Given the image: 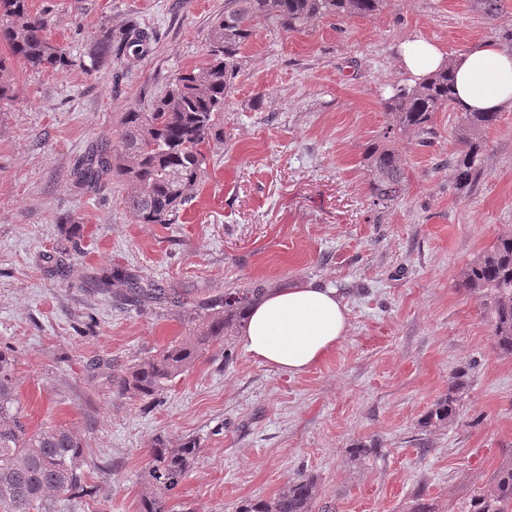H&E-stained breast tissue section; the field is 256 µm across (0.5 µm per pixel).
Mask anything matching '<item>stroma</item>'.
Instances as JSON below:
<instances>
[{"instance_id": "1", "label": "stroma", "mask_w": 512, "mask_h": 512, "mask_svg": "<svg viewBox=\"0 0 512 512\" xmlns=\"http://www.w3.org/2000/svg\"><path fill=\"white\" fill-rule=\"evenodd\" d=\"M51 38L75 58L62 73L15 66L16 98L0 106V349L15 357L30 431L73 429L91 457L93 497L64 512H139L156 436L197 439L202 453L175 512H235L314 479L312 512H406L419 494L437 512H465L512 464V357L495 347L493 295L458 288V274L512 231V110L482 130L483 176L459 191L448 160L457 112L436 113L418 146L387 134L382 103L410 84L403 40L456 57L478 40L512 48V0L488 19L476 0H386L370 17H323L285 32L257 28L243 49L197 196L172 224L138 223L111 176L79 185L78 160L117 147L122 112L148 108L177 72L205 65L224 0H30ZM152 32L130 63L84 66L101 31L130 21ZM406 159V190L376 212L366 144ZM80 230L65 238L64 225ZM126 267L188 301L233 288L314 281L337 290L349 331L308 371L262 363L239 336L224 340L149 404L119 396L112 373L187 334L173 307H130L88 279ZM466 368L460 417L422 436L421 416ZM360 441L377 451L361 459Z\"/></svg>"}]
</instances>
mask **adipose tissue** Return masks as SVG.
I'll use <instances>...</instances> for the list:
<instances>
[{"label":"adipose tissue","mask_w":512,"mask_h":512,"mask_svg":"<svg viewBox=\"0 0 512 512\" xmlns=\"http://www.w3.org/2000/svg\"><path fill=\"white\" fill-rule=\"evenodd\" d=\"M401 63L417 82L452 64L456 95L467 108L512 109V49L498 42H477L450 63L443 48L416 37L402 44ZM347 332L346 307L336 289L298 282L271 289L250 307L241 342L261 362L301 374L332 352Z\"/></svg>","instance_id":"adipose-tissue-1"}]
</instances>
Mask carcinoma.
I'll return each mask as SVG.
<instances>
[{
	"instance_id": "obj_1",
	"label": "carcinoma",
	"mask_w": 512,
	"mask_h": 512,
	"mask_svg": "<svg viewBox=\"0 0 512 512\" xmlns=\"http://www.w3.org/2000/svg\"><path fill=\"white\" fill-rule=\"evenodd\" d=\"M384 0H224V13L210 22L205 66L175 74L166 92L145 112L128 108L120 121V149L104 145L78 166L77 180L94 188L109 174L126 189L125 204L141 224H172L182 207L199 191L211 144L224 142V105L234 92L242 49L261 25L285 31L300 29L324 16L338 20L369 17ZM151 35L130 22L118 37L96 36L89 69L123 57H140ZM0 103L14 100L12 67L56 73L74 63L70 53L47 33L43 16L30 10L29 0H0ZM390 130L424 140L434 133V116L450 110L462 115L457 129L461 144L451 164L455 186L472 185L483 174L484 144L477 132L497 120L495 112H469L454 93V72L446 67L412 87H403L383 102ZM372 172V207L382 212L404 192L405 164L399 151L373 143L365 149ZM92 286L129 305L184 304L181 295L132 268H110L93 275ZM457 287L494 294V335L497 350L512 356V232L500 235L491 250L478 254L460 271ZM263 288H238L211 304L191 305L188 335L158 353L140 359L112 375L118 395L140 401L156 398L167 382L185 371L202 354L224 343L243 325L247 311ZM464 371L460 370L418 421L432 435L459 417ZM88 449L69 428L47 427L29 432L19 411L14 387L13 355L0 349V512H53L51 501L89 497L83 465ZM202 452L194 438L172 443L156 438L150 448L149 482L141 494L140 512H170L167 496L186 478ZM318 487L299 477L285 484L270 500H248L236 512H312ZM467 512H512V467H502L490 484L471 498Z\"/></svg>"
}]
</instances>
